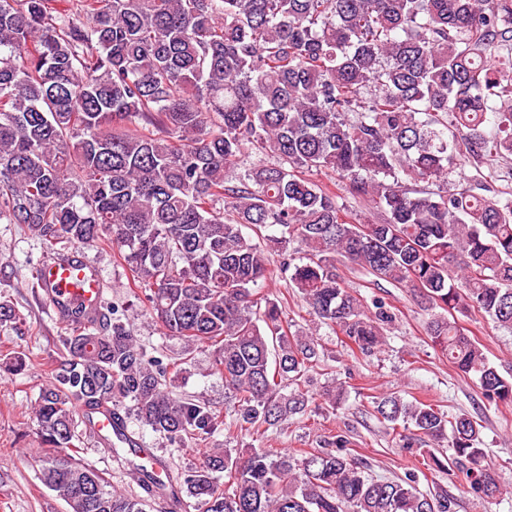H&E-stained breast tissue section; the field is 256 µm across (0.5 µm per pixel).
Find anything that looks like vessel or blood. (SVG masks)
I'll return each mask as SVG.
<instances>
[{"instance_id": "vessel-or-blood-1", "label": "vessel or blood", "mask_w": 512, "mask_h": 512, "mask_svg": "<svg viewBox=\"0 0 512 512\" xmlns=\"http://www.w3.org/2000/svg\"><path fill=\"white\" fill-rule=\"evenodd\" d=\"M39 275L46 300L57 314H64L71 306L81 307L88 314L101 312L104 305L102 281L96 269L79 253L45 259ZM92 429L98 437L111 438L114 447L129 449L134 456L143 458L150 454L149 449L140 447L109 410L97 414Z\"/></svg>"}]
</instances>
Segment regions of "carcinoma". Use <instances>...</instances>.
Returning a JSON list of instances; mask_svg holds the SVG:
<instances>
[{"label": "carcinoma", "instance_id": "1", "mask_svg": "<svg viewBox=\"0 0 512 512\" xmlns=\"http://www.w3.org/2000/svg\"><path fill=\"white\" fill-rule=\"evenodd\" d=\"M0 0V221L25 224L51 253L108 243L149 291L167 336L211 349L234 414L176 396L180 369L148 354L124 314L95 326L69 312L66 351L34 406L39 479L68 512H148L79 457V409H125L183 448L218 431L258 442L308 416L318 340L290 331L260 291L268 256L347 351L385 345L394 313L355 295L339 265L418 291L424 330L512 405V377L459 316L512 331V198L483 195L493 157L512 156V0ZM463 154L473 184L432 189ZM256 162L232 177L244 157ZM334 175L382 218H353L312 179ZM422 182L410 188L406 181ZM279 227L262 242L242 228ZM304 258L297 261L290 245ZM374 412L401 447L448 442L431 471L495 488L480 425L390 393ZM340 432L319 448H210L184 474L195 512H456L417 476L382 480ZM162 496L167 483L132 463Z\"/></svg>", "mask_w": 512, "mask_h": 512}]
</instances>
